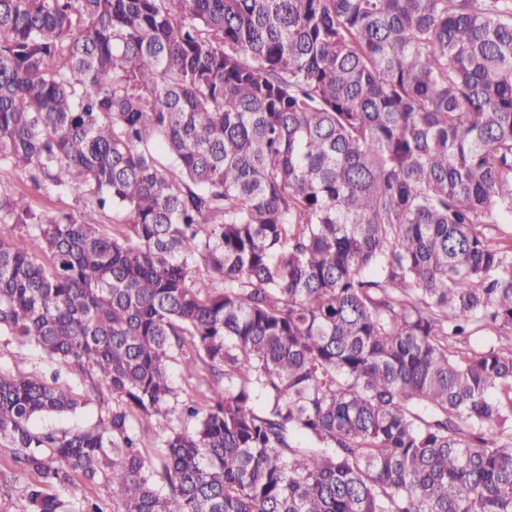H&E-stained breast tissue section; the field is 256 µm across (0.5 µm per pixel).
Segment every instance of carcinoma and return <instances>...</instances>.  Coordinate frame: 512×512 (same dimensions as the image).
Segmentation results:
<instances>
[{
    "label": "carcinoma",
    "instance_id": "cac0c4a2",
    "mask_svg": "<svg viewBox=\"0 0 512 512\" xmlns=\"http://www.w3.org/2000/svg\"><path fill=\"white\" fill-rule=\"evenodd\" d=\"M2 169L121 227L0 191L23 512H512V0H0ZM0 371L6 374L49 378L52 372L47 359L38 350L20 347L9 338H0ZM172 378L180 390V401L202 408L207 401L205 395L209 396L210 385L214 384L213 379L208 378L206 381H198L195 375L188 374L180 365L173 363L170 368ZM88 404L75 415L49 416L42 421L37 422V427L43 431L52 430L55 432H68L76 429H88L97 423L100 417H105L108 410L112 407V398L104 390L105 402L91 396ZM134 426L138 435L141 438L140 447L142 448L143 455L148 463H151V467L154 472L157 474V480H160L161 469L159 464L158 457V445H159V435L162 434V429L155 425L153 421L154 430H149L147 432H142L143 422H134Z\"/></svg>",
    "mask_w": 512,
    "mask_h": 512
}]
</instances>
